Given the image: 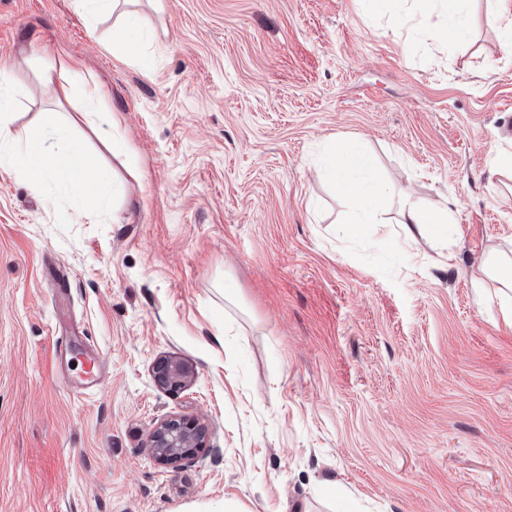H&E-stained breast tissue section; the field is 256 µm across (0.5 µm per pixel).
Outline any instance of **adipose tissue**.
<instances>
[{
    "instance_id": "1",
    "label": "adipose tissue",
    "mask_w": 512,
    "mask_h": 512,
    "mask_svg": "<svg viewBox=\"0 0 512 512\" xmlns=\"http://www.w3.org/2000/svg\"><path fill=\"white\" fill-rule=\"evenodd\" d=\"M83 14L100 18L113 17L112 44L129 58L140 60V37L143 18L129 10L130 0H73ZM431 7L423 17L429 26L441 28L452 38L463 37L469 25V0H430ZM82 117L99 138L116 154L125 148L111 131L102 127L105 115L104 87L92 78L81 81ZM15 84L9 75L0 76V164L17 168L22 179L40 189L54 184L79 203L80 212L101 210L111 190L109 173L98 167L93 156L82 152L70 137L71 123L59 112H44L36 128L14 130ZM373 158L358 143L340 141L332 149L328 174L338 190L352 203L350 222L355 229L381 223V214L390 195L387 183L374 179ZM454 221L451 206L423 214L412 195L399 201L397 222L400 234L412 240L419 236L444 237Z\"/></svg>"
}]
</instances>
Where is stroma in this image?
<instances>
[{"mask_svg":"<svg viewBox=\"0 0 512 512\" xmlns=\"http://www.w3.org/2000/svg\"><path fill=\"white\" fill-rule=\"evenodd\" d=\"M425 7L138 0L143 68L73 0H0L15 128L76 117L77 61L130 148L76 117L118 176L104 217L0 165V512H512V326L481 271L512 248V46L494 0L457 42ZM341 139L392 186L387 226L352 234ZM406 193L454 203L446 237H396ZM161 359L190 384L161 389ZM168 416L208 429L176 467L149 454Z\"/></svg>","mask_w":512,"mask_h":512,"instance_id":"35a3bbf8","label":"stroma"}]
</instances>
